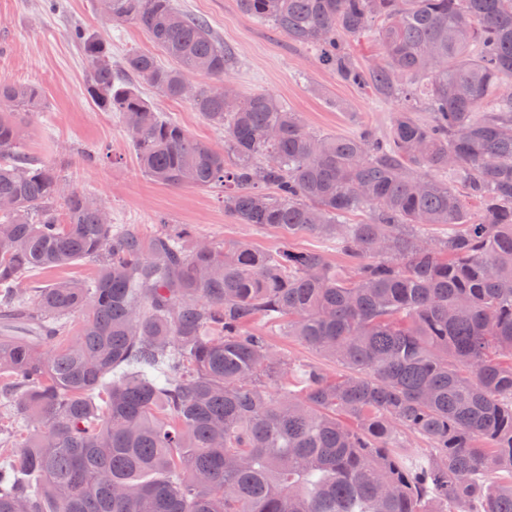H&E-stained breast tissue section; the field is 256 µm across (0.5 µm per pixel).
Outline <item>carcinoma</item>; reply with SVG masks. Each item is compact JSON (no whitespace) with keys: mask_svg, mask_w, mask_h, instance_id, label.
<instances>
[{"mask_svg":"<svg viewBox=\"0 0 512 512\" xmlns=\"http://www.w3.org/2000/svg\"><path fill=\"white\" fill-rule=\"evenodd\" d=\"M102 6L175 62L134 51L116 71L73 33L141 171L223 193L240 224L323 235L356 266L112 223L20 151L15 116L41 94L0 78V512H512V0H239L397 102L387 139L318 136L266 93L228 105L231 53L205 20L174 0ZM371 30L384 56L364 69L343 38ZM144 86L191 100L224 151ZM85 259L101 265L88 282L22 287ZM258 316L346 373L285 365Z\"/></svg>","mask_w":512,"mask_h":512,"instance_id":"obj_1","label":"carcinoma"}]
</instances>
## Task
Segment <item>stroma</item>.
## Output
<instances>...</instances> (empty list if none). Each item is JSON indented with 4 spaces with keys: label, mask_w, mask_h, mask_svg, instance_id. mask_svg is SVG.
Returning a JSON list of instances; mask_svg holds the SVG:
<instances>
[{
    "label": "stroma",
    "mask_w": 512,
    "mask_h": 512,
    "mask_svg": "<svg viewBox=\"0 0 512 512\" xmlns=\"http://www.w3.org/2000/svg\"><path fill=\"white\" fill-rule=\"evenodd\" d=\"M182 9L204 17L213 34L232 53L227 80L242 96L268 93L305 127L318 135L352 136L370 130L387 137L397 113L396 102L376 100L369 91L342 82L324 67L314 49L298 45L271 26L244 13L238 0H177ZM82 29L107 43L113 64L133 51H155L147 32L132 22L117 23L101 10L99 0H0V78L38 86L41 109L19 114L21 145L47 165L59 169L74 189L98 198L113 223L151 237L161 221L192 225L194 239L220 246L240 241L276 253L289 248L324 252L328 262L349 271L352 260L316 234L287 235L238 223L224 208L220 193L191 186L156 184L140 170L118 114L101 109L88 95V67L73 30ZM158 111L177 120L194 137L223 149L224 135L209 124L188 100L155 98ZM108 149V159L92 164L88 154ZM254 333L266 336L284 362L323 368L329 376L343 367L283 335L264 319Z\"/></svg>",
    "instance_id": "35a3bbf8"
}]
</instances>
